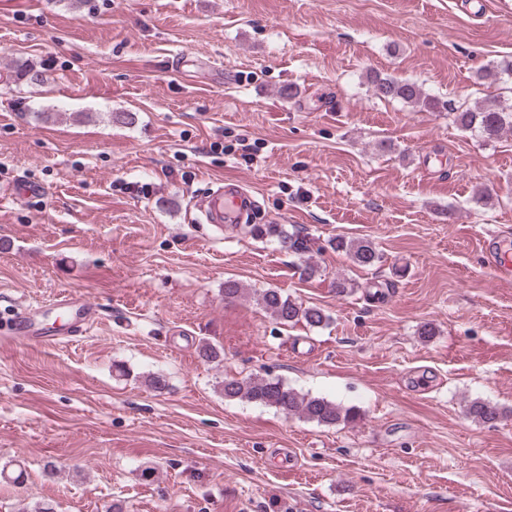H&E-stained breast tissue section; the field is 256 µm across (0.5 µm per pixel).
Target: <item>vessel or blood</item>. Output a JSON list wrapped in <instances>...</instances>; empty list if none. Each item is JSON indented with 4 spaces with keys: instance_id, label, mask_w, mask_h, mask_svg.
<instances>
[{
    "instance_id": "b4317fda",
    "label": "vessel or blood",
    "mask_w": 512,
    "mask_h": 512,
    "mask_svg": "<svg viewBox=\"0 0 512 512\" xmlns=\"http://www.w3.org/2000/svg\"><path fill=\"white\" fill-rule=\"evenodd\" d=\"M197 207L206 223L216 229L251 222L257 201L252 193L245 190L238 181L227 179L218 182L216 189L203 196ZM486 264L493 275L499 279L512 277V240L500 239L486 254ZM58 308L66 310L71 317V328L85 332L92 327L98 316L96 307L84 295L68 292L57 301ZM36 309L25 310L16 318L11 329L12 336L34 345L57 343V334H49L34 324Z\"/></svg>"
}]
</instances>
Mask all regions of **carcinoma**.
<instances>
[{
    "instance_id": "1",
    "label": "carcinoma",
    "mask_w": 512,
    "mask_h": 512,
    "mask_svg": "<svg viewBox=\"0 0 512 512\" xmlns=\"http://www.w3.org/2000/svg\"><path fill=\"white\" fill-rule=\"evenodd\" d=\"M373 94L380 99L399 100L426 111L440 108V102L427 95L422 86L414 81L374 72L370 74ZM455 120L465 130L485 140L500 138L512 131V105L506 106L489 97L472 107H463L455 112ZM250 232L261 239L274 240L280 249L297 256L302 262L303 274L311 278L319 268L309 256V240L290 234L281 224H251ZM334 249L345 253L351 261L361 267H374L381 263L382 255L376 247L363 240L338 236L332 243ZM262 307L269 316L282 325L303 321L310 327L325 328L332 318L316 306H303L270 288L260 297ZM222 391L226 399H241L264 407L273 408L286 416H298L320 425L330 426L356 420V407H345L323 397L310 396L288 386L282 379L268 374H252L246 377H224ZM466 414L472 420L490 424L503 416L499 407L484 400L473 399L466 405Z\"/></svg>"
}]
</instances>
